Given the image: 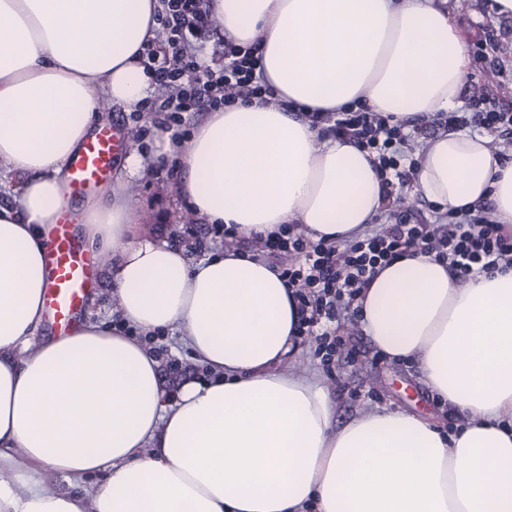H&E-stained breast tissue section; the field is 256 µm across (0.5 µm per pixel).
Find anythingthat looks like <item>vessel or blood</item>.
<instances>
[{"label":"vessel or blood","mask_w":512,"mask_h":512,"mask_svg":"<svg viewBox=\"0 0 512 512\" xmlns=\"http://www.w3.org/2000/svg\"><path fill=\"white\" fill-rule=\"evenodd\" d=\"M122 146L114 128H101L68 162L69 189L83 194L108 181L112 159ZM71 215H62L55 227L49 249L54 283L45 307L60 331H68L76 320L92 286L91 261L70 233Z\"/></svg>","instance_id":"obj_1"}]
</instances>
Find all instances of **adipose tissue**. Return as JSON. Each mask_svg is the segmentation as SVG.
<instances>
[{"label":"adipose tissue","instance_id":"ef3b65f1","mask_svg":"<svg viewBox=\"0 0 512 512\" xmlns=\"http://www.w3.org/2000/svg\"><path fill=\"white\" fill-rule=\"evenodd\" d=\"M446 2L212 0L275 98L206 113L179 148L196 218L246 240L288 224L339 240L371 223L384 201L371 155L304 115L355 102L398 121L455 110L469 65ZM159 8L0 0V512H512V265L463 281L418 251L356 301L373 347L412 362L462 418L451 432L378 406L339 421L333 390L292 366L299 314L278 267L135 235L120 183L78 222L110 257L121 329L78 322L38 340L68 161L107 105L133 111L152 92ZM414 190L445 210L489 203L512 224V158L487 137L429 136ZM164 329L181 332L201 380L165 386L144 340Z\"/></svg>","mask_w":512,"mask_h":512}]
</instances>
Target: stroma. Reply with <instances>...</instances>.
<instances>
[{
	"instance_id": "obj_1",
	"label": "stroma",
	"mask_w": 512,
	"mask_h": 512,
	"mask_svg": "<svg viewBox=\"0 0 512 512\" xmlns=\"http://www.w3.org/2000/svg\"><path fill=\"white\" fill-rule=\"evenodd\" d=\"M448 7L451 21L465 32L478 35L484 27L494 28L505 94L512 103V24L493 21L487 0H449ZM153 119L154 115L149 111L128 112L119 106L109 107L107 124L116 125L119 131L127 133L124 147L137 153L142 166L139 176L133 178L124 177L118 166L113 168L112 174L124 177L136 204L137 234L169 240L180 230L188 206L177 191L176 160L173 156L163 155L162 130ZM108 267L105 261L97 264L94 286L78 314L79 320L107 319L113 306ZM335 326L346 348L345 354L337 356L335 368H323L311 338L302 341L304 352L298 365L317 371L331 385L338 400L340 420H347L368 407L386 406L434 416L446 430L460 425V418L441 407L420 382L414 366L380 357L350 315H340Z\"/></svg>"
}]
</instances>
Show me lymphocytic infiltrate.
<instances>
[{
    "label": "lymphocytic infiltrate",
    "instance_id": "lymphocytic-infiltrate-1",
    "mask_svg": "<svg viewBox=\"0 0 512 512\" xmlns=\"http://www.w3.org/2000/svg\"><path fill=\"white\" fill-rule=\"evenodd\" d=\"M159 21L164 48L147 49L144 64L162 92L156 108L159 127L173 138L183 134L185 115L207 109L216 112L237 100L270 95L252 49L225 42L224 57L211 67L193 52L194 42L213 28L211 0H161ZM311 126L346 139L372 155L385 195L414 177L408 154L415 138L438 130L481 128L512 147V108L503 104L499 87L482 85L469 94L462 109L446 112L431 124L407 125L392 117L352 105L336 112H311ZM489 205L448 209L425 217L412 208L385 209V219L346 240H312L297 225L277 234L257 237L251 251L279 258L281 276L292 289L300 313L297 332L315 337L323 366H332L344 347L331 325L352 309L382 266L424 251L448 262L459 278L512 262V230L489 220Z\"/></svg>",
    "mask_w": 512,
    "mask_h": 512
}]
</instances>
